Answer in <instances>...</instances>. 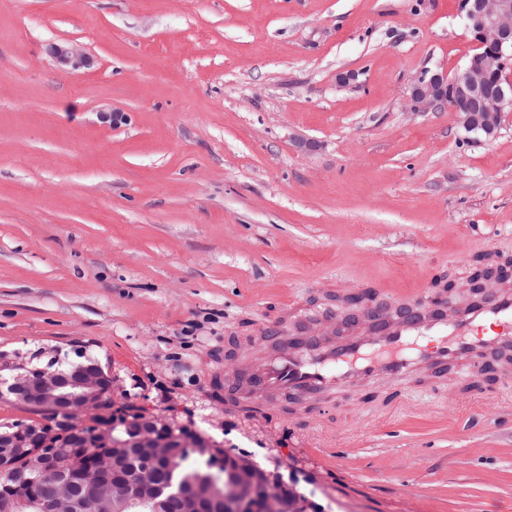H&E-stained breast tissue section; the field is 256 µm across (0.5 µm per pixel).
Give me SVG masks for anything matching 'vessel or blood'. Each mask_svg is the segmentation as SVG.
<instances>
[{
    "mask_svg": "<svg viewBox=\"0 0 512 512\" xmlns=\"http://www.w3.org/2000/svg\"><path fill=\"white\" fill-rule=\"evenodd\" d=\"M274 351L245 372V398L278 393L330 394L386 380L403 382L422 371L443 375L461 364L483 370L489 347L512 346V291L502 290L449 310L442 299L412 293L407 309L364 308L343 336L290 334L272 329Z\"/></svg>",
    "mask_w": 512,
    "mask_h": 512,
    "instance_id": "obj_1",
    "label": "vessel or blood"
}]
</instances>
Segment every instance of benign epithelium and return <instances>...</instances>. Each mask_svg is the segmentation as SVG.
<instances>
[{"label":"benign epithelium","mask_w":512,"mask_h":512,"mask_svg":"<svg viewBox=\"0 0 512 512\" xmlns=\"http://www.w3.org/2000/svg\"><path fill=\"white\" fill-rule=\"evenodd\" d=\"M468 28L474 33L479 52L467 66L453 76L433 73L420 77L411 88V100L423 110L448 108L468 132L487 137L500 126L505 108H512V0H463ZM51 53L63 67L74 69L89 65L88 57L75 46L55 45ZM470 290L479 295L490 283H500L512 274V259H498L476 269ZM114 399L112 375L96 361L76 363L67 371L48 373L27 369L0 381V400L33 407H49L60 428L36 421L20 423L7 434H0V473L17 469L26 483L38 487L46 475H53L57 493L0 492V506L11 512L18 506L33 512H119V508L144 499L152 464L171 456L170 440L149 420H133L125 427L126 438L120 447L141 456L142 469L134 475L115 472L111 458L103 456L90 469L94 480L76 488L63 460L65 449L53 438L68 439L70 448H89L103 444L112 447V437L90 432L79 423L87 413L98 418ZM71 415L68 421L64 416ZM239 496L250 512H279L280 504L265 490L260 471L244 467L237 471V484L229 487L215 483L196 485L178 495L184 509L217 503L225 497Z\"/></svg>","instance_id":"7a95c632"}]
</instances>
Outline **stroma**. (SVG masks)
<instances>
[{"label": "stroma", "instance_id": "1", "mask_svg": "<svg viewBox=\"0 0 512 512\" xmlns=\"http://www.w3.org/2000/svg\"><path fill=\"white\" fill-rule=\"evenodd\" d=\"M476 46L461 0H0V366L97 360L114 419L249 460L298 512H512L499 360L257 411L224 375L268 327L512 257V112L486 138L409 101ZM51 53L62 67L77 69L89 65L88 57L75 46L55 45L52 46Z\"/></svg>", "mask_w": 512, "mask_h": 512}]
</instances>
